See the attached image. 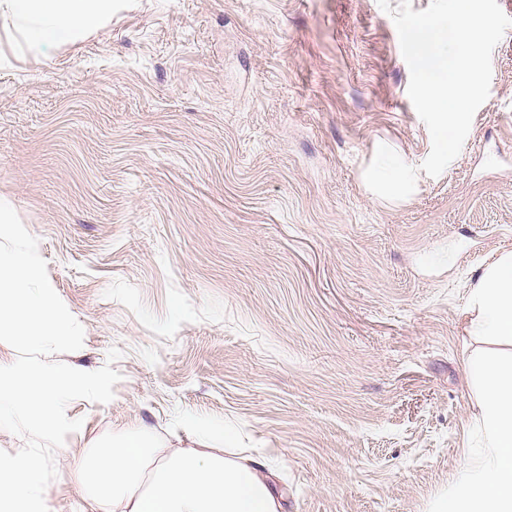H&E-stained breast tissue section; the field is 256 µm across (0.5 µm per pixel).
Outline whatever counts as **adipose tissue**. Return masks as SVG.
<instances>
[{"instance_id":"1","label":"adipose tissue","mask_w":512,"mask_h":512,"mask_svg":"<svg viewBox=\"0 0 512 512\" xmlns=\"http://www.w3.org/2000/svg\"><path fill=\"white\" fill-rule=\"evenodd\" d=\"M113 0H0V20L29 52L77 43L112 19ZM473 335L491 342L474 353L469 374L478 385L482 444L468 470L432 512H512V251L501 252L474 283L468 300ZM183 429L197 447L171 450L141 426L112 437L108 448L72 455L70 475L94 512H279V496L250 458L205 451L225 439L222 424L192 417Z\"/></svg>"}]
</instances>
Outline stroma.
I'll return each instance as SVG.
<instances>
[{
    "instance_id": "obj_1",
    "label": "stroma",
    "mask_w": 512,
    "mask_h": 512,
    "mask_svg": "<svg viewBox=\"0 0 512 512\" xmlns=\"http://www.w3.org/2000/svg\"><path fill=\"white\" fill-rule=\"evenodd\" d=\"M409 79L377 0H124L45 57L0 22V195L84 329L59 362L121 375L69 403L50 512L86 508L69 456L142 425L192 448L189 416L282 512H431L466 471L468 295L512 251V27L437 177ZM181 425L200 444L222 443L224 439L226 441L230 438L229 433H224V424L215 423L204 418H186L182 420Z\"/></svg>"
}]
</instances>
